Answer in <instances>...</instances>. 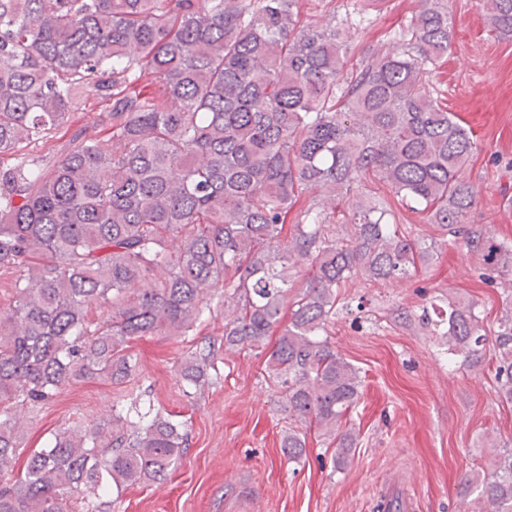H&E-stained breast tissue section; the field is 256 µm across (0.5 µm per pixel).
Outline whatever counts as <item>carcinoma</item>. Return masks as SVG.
<instances>
[{"instance_id": "1", "label": "carcinoma", "mask_w": 512, "mask_h": 512, "mask_svg": "<svg viewBox=\"0 0 512 512\" xmlns=\"http://www.w3.org/2000/svg\"><path fill=\"white\" fill-rule=\"evenodd\" d=\"M298 0H0V270L18 273L0 309V512H101L112 486L163 481L187 442L157 412L63 428L22 473L11 409L49 403L76 382L125 383L137 338L182 336L224 295V348L276 337L266 370L294 421L334 432L360 394L357 369L327 327L340 289L405 278L433 259L368 197L349 218L336 200L371 180L417 206L512 281V243L468 223L469 131L432 86L448 53V0H422L396 47L346 69L350 26L300 18ZM512 34V0H484ZM49 163L34 148L81 111ZM488 334L475 305L448 303L451 353L471 366L492 345L512 402V291ZM104 309L92 323L88 312ZM201 386L204 365L178 369ZM290 461L306 436L288 429ZM474 512H512V445L464 479ZM83 102L84 110L83 112H77L75 114L74 126L69 127V129L65 127L64 129L60 130L56 134L55 138H53L49 143L43 146H39L35 150L38 154H48L51 160H55L61 155L64 145L66 144L73 130L81 127L86 128L89 132L97 130L95 128L97 127L96 125L98 121V113L100 112L101 108L98 104L97 97L93 92L86 91L83 93Z\"/></svg>"}]
</instances>
